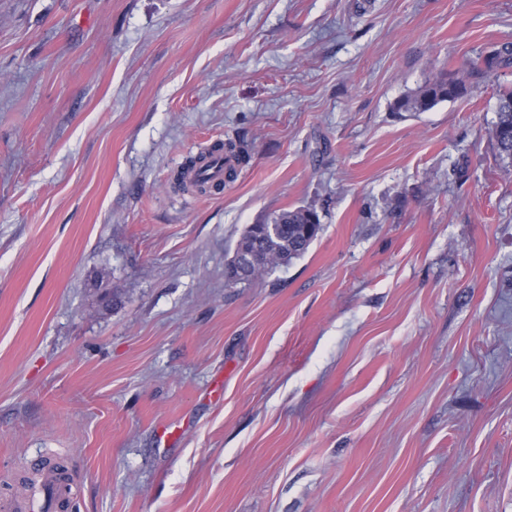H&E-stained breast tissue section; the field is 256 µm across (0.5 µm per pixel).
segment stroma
Here are the masks:
<instances>
[{
  "label": "stroma",
  "mask_w": 512,
  "mask_h": 512,
  "mask_svg": "<svg viewBox=\"0 0 512 512\" xmlns=\"http://www.w3.org/2000/svg\"><path fill=\"white\" fill-rule=\"evenodd\" d=\"M506 40L512 0H0V498L44 457L65 512H512V71L393 109ZM473 86L463 79L436 77L416 90L400 98L394 104L397 112H426L440 102L465 97L472 92ZM496 112L491 138L499 156L512 159V88L500 90ZM314 217L316 223L311 222ZM267 224H252L237 244L235 257L250 256L254 263L239 265L236 277H230L233 283L250 282L255 278L256 270H267L288 266L301 258L318 239L322 232L319 216L315 208L300 206L282 210L273 215ZM317 226L311 229V224ZM232 283V284H233Z\"/></svg>",
  "instance_id": "35a3bbf8"
}]
</instances>
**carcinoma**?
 Segmentation results:
<instances>
[{"label":"carcinoma","instance_id":"1","mask_svg":"<svg viewBox=\"0 0 512 512\" xmlns=\"http://www.w3.org/2000/svg\"><path fill=\"white\" fill-rule=\"evenodd\" d=\"M512 70V42L493 46L480 61L471 65V72L481 78L496 76ZM473 86L462 79L436 77L416 90L400 98L394 104L396 112H426L440 102L465 97ZM491 138L499 156L512 159V88L500 90L497 119ZM318 217L313 207L300 206L282 210L271 217L267 224L248 227L237 244L235 255L250 256L253 262L239 265L233 283L250 282L255 272L272 264V267L288 266L301 258L318 239L322 224L310 228L311 218Z\"/></svg>","mask_w":512,"mask_h":512}]
</instances>
